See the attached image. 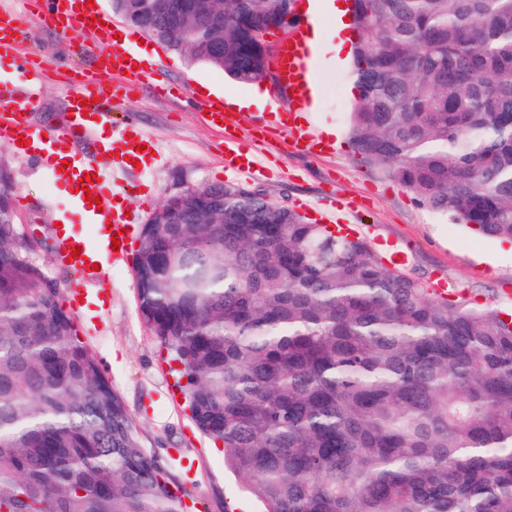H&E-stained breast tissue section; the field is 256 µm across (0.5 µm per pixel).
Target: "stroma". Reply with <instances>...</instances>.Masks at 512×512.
<instances>
[{
  "instance_id": "35a3bbf8",
  "label": "stroma",
  "mask_w": 512,
  "mask_h": 512,
  "mask_svg": "<svg viewBox=\"0 0 512 512\" xmlns=\"http://www.w3.org/2000/svg\"><path fill=\"white\" fill-rule=\"evenodd\" d=\"M13 6L28 16L22 51L47 55L52 62L41 89L42 108L32 119L41 125L56 123L66 110L68 68L92 67L91 47L82 36L66 37L47 26L22 0H13ZM156 51L157 80L140 82L131 97L112 105L113 128L134 123L155 145L146 165L112 170V191L129 213L133 232H140L153 211L176 192L234 184L260 191L308 223L359 226L375 250L389 244L401 253L403 273L428 288L444 282L449 298L466 297L512 311V240L485 237L452 223L359 161L347 136L355 103L352 64L337 60L329 45L317 51V97L303 125L314 137L321 126H335V147L317 155L292 144L286 129L275 122L276 113L288 111L292 102L284 96L264 110L235 115L239 152L252 162L246 174L225 170L223 131L184 94L195 84L223 94L245 92V85L164 46ZM0 170L9 175L16 196L24 198L16 213L31 232L51 239L57 224L71 222L75 202L69 191L34 162L0 144ZM95 292L103 298L101 305L73 311L72 317L79 338L125 404L142 448L190 491L193 512H263V504L227 466L222 445L193 421L176 374L141 317L132 256L108 264Z\"/></svg>"
}]
</instances>
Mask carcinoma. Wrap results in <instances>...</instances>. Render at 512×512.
I'll list each match as a JSON object with an SVG mask.
<instances>
[{"mask_svg":"<svg viewBox=\"0 0 512 512\" xmlns=\"http://www.w3.org/2000/svg\"><path fill=\"white\" fill-rule=\"evenodd\" d=\"M295 0L185 13L165 47L239 83ZM125 5L131 25L150 0ZM354 153L415 200L512 239V0H354ZM220 42L216 55L209 45ZM169 200L139 310L200 431L265 512H512V320L439 298L366 238L261 193ZM0 208V512H184Z\"/></svg>","mask_w":512,"mask_h":512,"instance_id":"1","label":"carcinoma"}]
</instances>
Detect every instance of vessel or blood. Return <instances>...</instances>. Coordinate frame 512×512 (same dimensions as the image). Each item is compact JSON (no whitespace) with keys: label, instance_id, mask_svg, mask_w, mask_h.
Masks as SVG:
<instances>
[{"label":"vessel or blood","instance_id":"obj_1","mask_svg":"<svg viewBox=\"0 0 512 512\" xmlns=\"http://www.w3.org/2000/svg\"><path fill=\"white\" fill-rule=\"evenodd\" d=\"M35 6L42 18L51 20L62 34L83 32L91 35L100 46L94 71L80 72L69 82V120L60 126L42 129L29 120L30 112L39 105V88L44 79V68L38 56L18 53V34L23 27L20 14L7 0H0V144L15 148L22 158L36 160L56 182L75 192L74 200L82 215L98 223L96 240L76 233L70 225L58 230L62 257L70 258L72 266L82 277L94 281L99 272L93 271L101 253L121 258L128 254L132 241L128 224L115 206L112 187L106 168L85 164L71 150L72 143L106 126L109 122L108 101L116 94L113 76L129 73L131 78L143 81L155 75L156 64L139 66V43L136 39H118V25L107 19L102 7L90 6L87 0H36ZM96 16L97 24H90L89 16ZM295 34L283 45L277 70L281 87L296 89L311 68L312 50L303 31V22H295ZM18 71L24 76L16 82L10 77ZM208 117H220L224 131V165L237 171L248 170L247 162L238 160L233 148L237 128L216 99H201ZM144 136L132 133L130 138H118L109 144L114 160L145 161L150 150L144 149ZM95 174L96 182L86 183L88 174Z\"/></svg>","mask_w":512,"mask_h":512}]
</instances>
